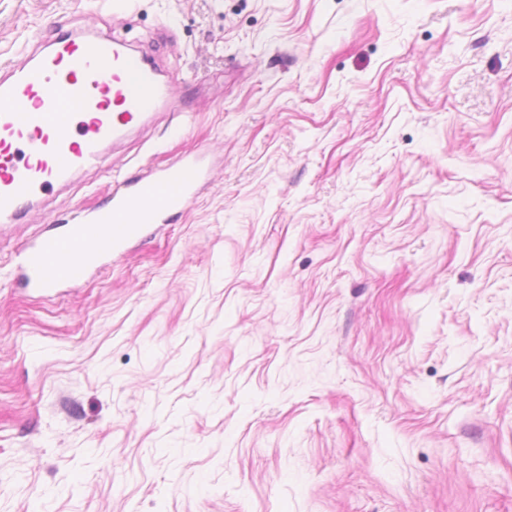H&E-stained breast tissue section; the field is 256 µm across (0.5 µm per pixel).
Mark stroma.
<instances>
[{
  "label": "stroma",
  "mask_w": 512,
  "mask_h": 512,
  "mask_svg": "<svg viewBox=\"0 0 512 512\" xmlns=\"http://www.w3.org/2000/svg\"><path fill=\"white\" fill-rule=\"evenodd\" d=\"M153 57L159 107L0 223V512H512V0H0ZM204 151L43 294L31 239Z\"/></svg>",
  "instance_id": "35a3bbf8"
}]
</instances>
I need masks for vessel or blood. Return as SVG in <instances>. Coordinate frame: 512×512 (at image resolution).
Returning a JSON list of instances; mask_svg holds the SVG:
<instances>
[{"mask_svg": "<svg viewBox=\"0 0 512 512\" xmlns=\"http://www.w3.org/2000/svg\"><path fill=\"white\" fill-rule=\"evenodd\" d=\"M146 59L91 32L60 34L49 48L0 78V221L24 200L67 181L150 109L168 104ZM207 174L191 152L137 181L113 186L105 203L21 256L26 286L46 293L81 279L104 257L126 252L149 225L184 211Z\"/></svg>", "mask_w": 512, "mask_h": 512, "instance_id": "obj_1", "label": "vessel or blood"}]
</instances>
